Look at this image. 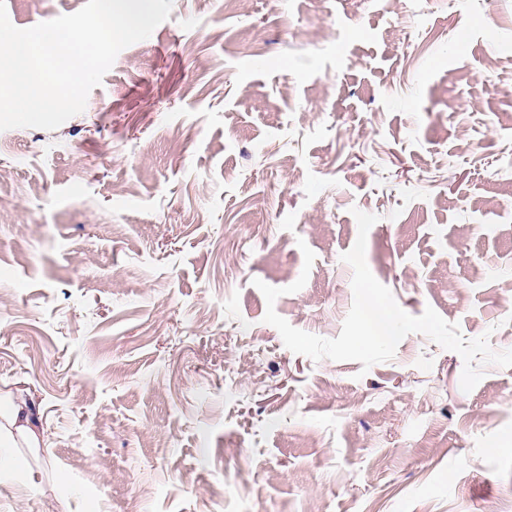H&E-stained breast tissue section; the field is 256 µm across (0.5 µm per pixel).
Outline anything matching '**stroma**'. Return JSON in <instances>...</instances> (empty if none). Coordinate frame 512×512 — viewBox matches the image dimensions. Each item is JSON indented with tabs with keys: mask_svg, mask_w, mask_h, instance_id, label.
Returning <instances> with one entry per match:
<instances>
[{
	"mask_svg": "<svg viewBox=\"0 0 512 512\" xmlns=\"http://www.w3.org/2000/svg\"><path fill=\"white\" fill-rule=\"evenodd\" d=\"M358 210L405 312L512 350V0H173L82 113L0 131V388L47 439L0 512H512V367L265 323L339 335Z\"/></svg>",
	"mask_w": 512,
	"mask_h": 512,
	"instance_id": "stroma-1",
	"label": "stroma"
}]
</instances>
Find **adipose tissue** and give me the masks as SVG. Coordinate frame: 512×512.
Here are the masks:
<instances>
[{
	"mask_svg": "<svg viewBox=\"0 0 512 512\" xmlns=\"http://www.w3.org/2000/svg\"><path fill=\"white\" fill-rule=\"evenodd\" d=\"M32 411L23 391L0 395V483L14 479L24 470L17 456L20 448H42L46 445L43 428L35 425Z\"/></svg>",
	"mask_w": 512,
	"mask_h": 512,
	"instance_id": "obj_1",
	"label": "adipose tissue"
}]
</instances>
